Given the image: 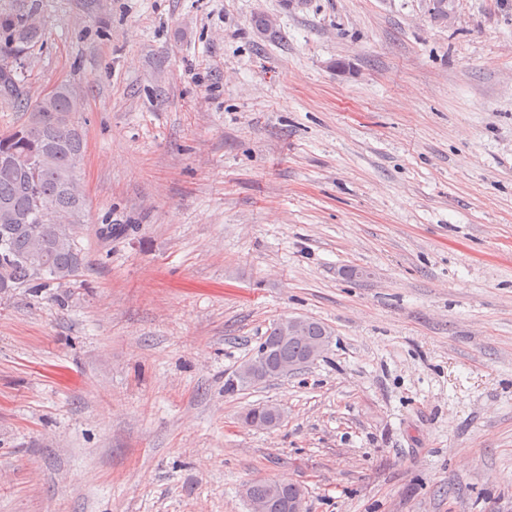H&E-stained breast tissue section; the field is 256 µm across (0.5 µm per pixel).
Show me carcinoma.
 Listing matches in <instances>:
<instances>
[{"instance_id":"1","label":"carcinoma","mask_w":512,"mask_h":512,"mask_svg":"<svg viewBox=\"0 0 512 512\" xmlns=\"http://www.w3.org/2000/svg\"><path fill=\"white\" fill-rule=\"evenodd\" d=\"M37 9L0 8V96L23 112V123L0 133V294L18 288H68L85 269L79 241L87 223L88 200L81 186L86 153L80 93L61 82L52 96L39 102L26 98L27 69L22 62L43 43ZM332 335L324 324L302 319L294 337L281 340L268 330L249 361L258 364L256 377L238 369L224 383L233 391L281 377L279 365L306 358L312 341ZM282 409L258 403L244 415L268 422ZM294 483L257 480L248 483L250 496L279 504L288 512Z\"/></svg>"}]
</instances>
